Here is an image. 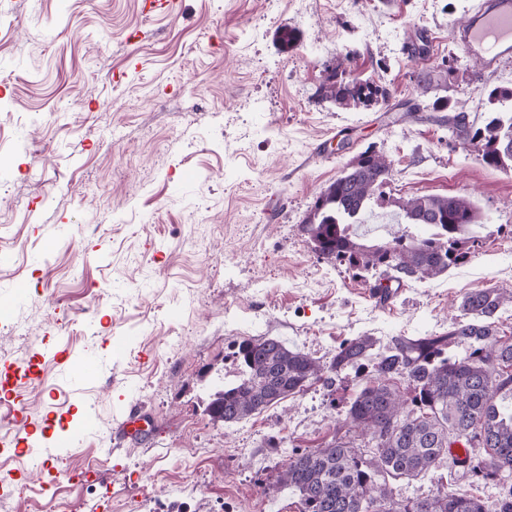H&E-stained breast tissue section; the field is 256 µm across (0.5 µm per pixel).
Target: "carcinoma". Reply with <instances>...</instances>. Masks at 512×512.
I'll list each match as a JSON object with an SVG mask.
<instances>
[{
    "label": "carcinoma",
    "instance_id": "carcinoma-1",
    "mask_svg": "<svg viewBox=\"0 0 512 512\" xmlns=\"http://www.w3.org/2000/svg\"><path fill=\"white\" fill-rule=\"evenodd\" d=\"M417 86L426 96L442 87V74L423 69ZM341 106L388 102L387 89L368 79L346 80L332 73L322 85ZM446 96H434L432 110L450 138L484 141L483 162L495 169L512 163V113L494 112L474 128L463 112L445 115ZM318 196L304 231L315 251L357 273H376L384 282L429 280L462 263L468 235L481 224L476 204L461 195H421L393 200L401 224H428L429 237L393 236L361 241L356 225L382 201L379 189L390 164L366 150ZM512 295L498 289L469 292L461 318L434 336H400L383 344L357 336L324 363L276 337L246 338L232 345L239 378L210 395L206 414L214 423L234 424L321 382L352 369L366 377L350 402L347 430L337 429L324 447L296 454L280 474L283 487L299 492L302 512H487L479 497L442 489L416 500L393 497L389 480L433 475L448 449L464 443L483 450L466 460L475 482L501 491L497 512H512V341L499 335L497 318ZM402 378L411 397L391 385Z\"/></svg>",
    "mask_w": 512,
    "mask_h": 512
}]
</instances>
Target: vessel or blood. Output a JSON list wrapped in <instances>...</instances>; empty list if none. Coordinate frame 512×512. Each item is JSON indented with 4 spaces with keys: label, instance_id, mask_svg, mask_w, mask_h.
<instances>
[{
    "label": "vessel or blood",
    "instance_id": "b4317fda",
    "mask_svg": "<svg viewBox=\"0 0 512 512\" xmlns=\"http://www.w3.org/2000/svg\"><path fill=\"white\" fill-rule=\"evenodd\" d=\"M452 38L469 54L487 68L512 57V0H477L466 20L454 25ZM77 445V438L65 434L55 441L50 453H38L39 471H51L55 462L70 454Z\"/></svg>",
    "mask_w": 512,
    "mask_h": 512
}]
</instances>
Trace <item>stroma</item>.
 <instances>
[{
  "mask_svg": "<svg viewBox=\"0 0 512 512\" xmlns=\"http://www.w3.org/2000/svg\"><path fill=\"white\" fill-rule=\"evenodd\" d=\"M144 2L0 0V417L20 410L44 450L80 433L49 475L0 439V512L20 495L30 512H301L280 472L332 439L365 379L224 425L204 408L237 372L227 353L269 336L326 362L361 335L447 332L467 292H512V169L449 140L416 83L447 67L446 96L480 127L512 58L487 71L453 40L474 0ZM421 32L429 52L404 55ZM335 69L388 103L324 99ZM366 150L391 164L385 199L461 195L482 215L464 263L386 307L302 229ZM84 358L94 377L75 376ZM133 408L146 432L114 442Z\"/></svg>",
  "mask_w": 512,
  "mask_h": 512,
  "instance_id": "35a3bbf8",
  "label": "stroma"
}]
</instances>
